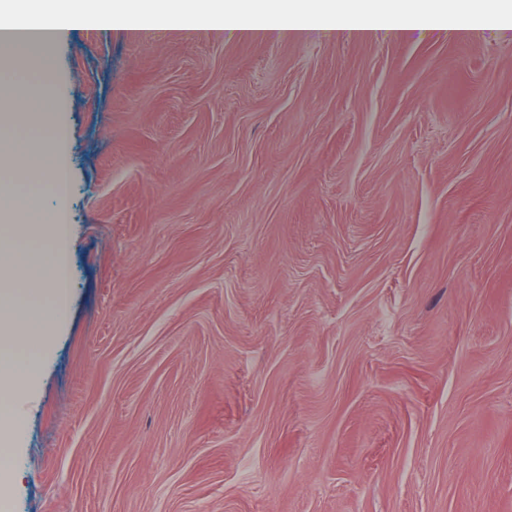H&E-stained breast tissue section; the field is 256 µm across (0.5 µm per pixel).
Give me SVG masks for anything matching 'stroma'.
Returning <instances> with one entry per match:
<instances>
[{
	"label": "stroma",
	"mask_w": 512,
	"mask_h": 512,
	"mask_svg": "<svg viewBox=\"0 0 512 512\" xmlns=\"http://www.w3.org/2000/svg\"><path fill=\"white\" fill-rule=\"evenodd\" d=\"M69 290L0 512H512V33L57 43Z\"/></svg>",
	"instance_id": "1"
}]
</instances>
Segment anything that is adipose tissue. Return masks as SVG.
Masks as SVG:
<instances>
[{"instance_id": "ef3b65f1", "label": "adipose tissue", "mask_w": 512, "mask_h": 512, "mask_svg": "<svg viewBox=\"0 0 512 512\" xmlns=\"http://www.w3.org/2000/svg\"><path fill=\"white\" fill-rule=\"evenodd\" d=\"M0 0V28L23 29L0 48V86L10 100L41 95L52 40L124 31L188 39L228 34L240 38L405 40L422 29L452 39L478 36V13H494L488 0H56L52 10L29 0ZM52 40H45V33ZM63 202L68 170L60 155L42 158L35 140L0 143V388L17 381L33 387L37 349L47 338L41 306L62 308L68 294L63 260L68 234L41 223L42 189Z\"/></svg>"}]
</instances>
